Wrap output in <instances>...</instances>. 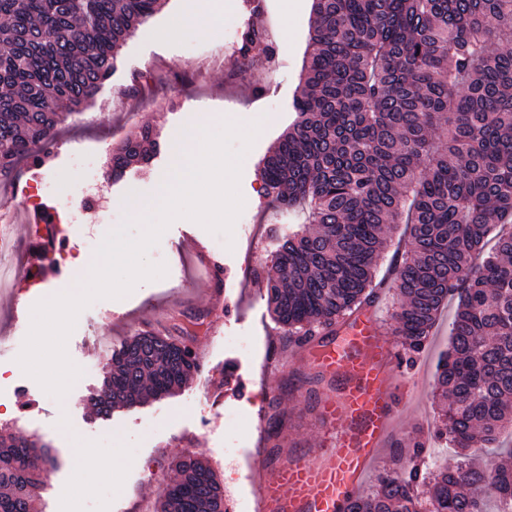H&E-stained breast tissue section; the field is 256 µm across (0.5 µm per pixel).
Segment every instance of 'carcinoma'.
<instances>
[{"mask_svg":"<svg viewBox=\"0 0 512 512\" xmlns=\"http://www.w3.org/2000/svg\"><path fill=\"white\" fill-rule=\"evenodd\" d=\"M161 0H0V181L43 162L57 126L115 72L117 50ZM297 120L259 169L277 208L307 211L283 237L267 280L274 321L303 345L371 302L385 233L406 224L395 262L394 334L419 353L452 296L457 306L436 382L448 405L435 433L464 452L512 428V232L473 262L494 226L512 224V0H312ZM275 55L247 23L236 60ZM156 133L112 149V175L146 163ZM192 335L131 337L111 358L104 409L172 395L197 372ZM384 471L347 512H497L512 505V449L480 466ZM51 461L37 440L0 434V512H33ZM155 512H224L209 461L175 463Z\"/></svg>","mask_w":512,"mask_h":512,"instance_id":"cac0c4a2","label":"carcinoma"}]
</instances>
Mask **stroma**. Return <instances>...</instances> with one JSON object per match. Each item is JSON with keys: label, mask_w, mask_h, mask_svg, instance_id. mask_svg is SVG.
<instances>
[{"label": "stroma", "mask_w": 512, "mask_h": 512, "mask_svg": "<svg viewBox=\"0 0 512 512\" xmlns=\"http://www.w3.org/2000/svg\"><path fill=\"white\" fill-rule=\"evenodd\" d=\"M193 0H165L162 8L139 25L118 53L117 69L83 114L64 123L59 155L45 165H22L15 182L0 185V208H13L22 188L33 178L45 183V204L57 208L81 247L70 255H49L51 269L43 282L0 298V336L8 337L4 351L16 361L31 325V309L45 294L69 290L84 281L100 243L102 228L122 220L128 193L153 195L157 180L171 171L173 142L191 122L214 126L216 113L239 121L256 119L261 131L242 162L239 189L244 208L232 236L215 235L189 219L171 223L147 258L167 267L164 277L139 283L121 299H99L83 309L70 334L66 351L83 371L81 384L64 398L47 394L36 380L21 375L22 388L13 403L0 412V428L33 436L52 448L51 475L38 500V512H145L175 477L172 460L197 453L206 457L224 485L228 512H251L250 476L255 454L277 464L291 454L322 457L330 446V428L321 405L338 396L347 382L323 372L312 353L321 337L310 344L286 343L269 311L265 285L274 274L272 255L279 234L302 222L301 213L266 209L263 184L257 175L260 161L295 119L292 100L308 51L312 0H262L251 15L245 0H220L217 35L184 28L163 36L171 18L188 10ZM254 22L272 33L278 51L273 58H257L234 79H226L231 60L227 46L235 42L228 20ZM175 66L188 74L178 88L155 84L167 107L151 109L136 100H118L135 77L152 69ZM266 84L263 96H252L254 85ZM150 125L161 134L163 147L145 167L130 168L123 177L107 176L113 145L137 126ZM85 153L93 160L107 187L105 209H82L68 201L84 196L72 158ZM200 244L224 269L222 284L205 279L187 242ZM207 311L203 325L193 328V344L204 362L193 379L175 395L151 398L130 408L112 411L104 423L90 398L102 386L113 353L136 333L150 331L178 335L181 326L199 311ZM452 308H445L424 350L413 364L395 360L400 386L395 394L398 414L391 441L383 448L378 470L363 485L372 491L379 470L395 467L410 439L423 438L424 460L432 468H453L460 461L448 440L436 437L438 406L434 397L439 357L447 351ZM322 382H315V375ZM283 414L279 451L259 444L257 416ZM111 458L116 478L86 475L72 466L78 449Z\"/></svg>", "instance_id": "obj_1"}]
</instances>
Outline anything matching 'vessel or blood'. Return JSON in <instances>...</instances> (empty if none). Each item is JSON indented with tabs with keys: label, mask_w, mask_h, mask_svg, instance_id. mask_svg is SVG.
<instances>
[{
	"label": "vessel or blood",
	"mask_w": 512,
	"mask_h": 512,
	"mask_svg": "<svg viewBox=\"0 0 512 512\" xmlns=\"http://www.w3.org/2000/svg\"><path fill=\"white\" fill-rule=\"evenodd\" d=\"M393 351L376 320L363 313L343 338L317 350L315 359L349 383L341 397L323 404L327 423L340 428L324 461L299 456L252 471L253 512H345L384 448L394 414L393 384L382 370Z\"/></svg>",
	"instance_id": "1"
}]
</instances>
